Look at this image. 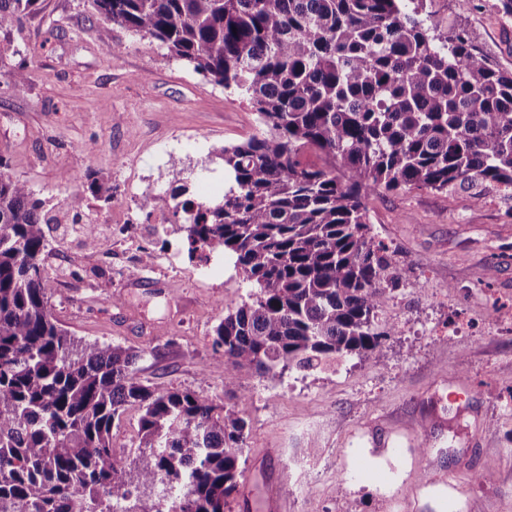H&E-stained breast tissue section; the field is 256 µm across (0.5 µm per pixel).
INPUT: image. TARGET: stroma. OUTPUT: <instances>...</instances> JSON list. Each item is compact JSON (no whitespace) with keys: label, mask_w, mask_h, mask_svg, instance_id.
Returning <instances> with one entry per match:
<instances>
[{"label":"stroma","mask_w":512,"mask_h":512,"mask_svg":"<svg viewBox=\"0 0 512 512\" xmlns=\"http://www.w3.org/2000/svg\"><path fill=\"white\" fill-rule=\"evenodd\" d=\"M497 0H424L427 24L465 29L476 50L512 70V17ZM19 55L0 64V154L35 197L88 193L103 219L96 248L54 225L45 268L82 258L49 283L53 317L71 336L140 351V380L159 391L251 400L242 478L256 496L280 487L285 512H512V197L470 190H380L365 198L375 241L395 251L407 280L387 286L375 321L386 329L378 360L336 370L242 371L234 390L214 328L254 285L232 259L189 254L181 225L141 234L143 264L121 235L128 219L171 205L215 170V150L263 131L249 101L171 56L158 40L106 25L88 0H36L21 30L0 32ZM24 77V92L14 81ZM169 149L178 167L157 163ZM69 172L70 190L58 175ZM176 255L177 274L160 255ZM140 411L112 428L113 457L134 469ZM496 462L494 482L476 473Z\"/></svg>","instance_id":"1"}]
</instances>
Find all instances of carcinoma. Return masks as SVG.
Masks as SVG:
<instances>
[{"label":"carcinoma","mask_w":512,"mask_h":512,"mask_svg":"<svg viewBox=\"0 0 512 512\" xmlns=\"http://www.w3.org/2000/svg\"><path fill=\"white\" fill-rule=\"evenodd\" d=\"M34 0H0V31ZM104 21L170 54L255 108L267 134L216 153L224 201L181 208L189 253L223 249L259 292L215 327L224 389L238 373L376 359L384 284L402 279L364 203L379 189L512 196V71L463 28L439 33L423 0H89ZM413 7H408V4ZM323 154L309 167L300 156ZM81 194L57 206L0 173V512H224L238 489L248 397L155 391L140 353L82 342L54 320L43 255L50 225L92 223ZM138 406V481L112 426Z\"/></svg>","instance_id":"cac0c4a2"}]
</instances>
